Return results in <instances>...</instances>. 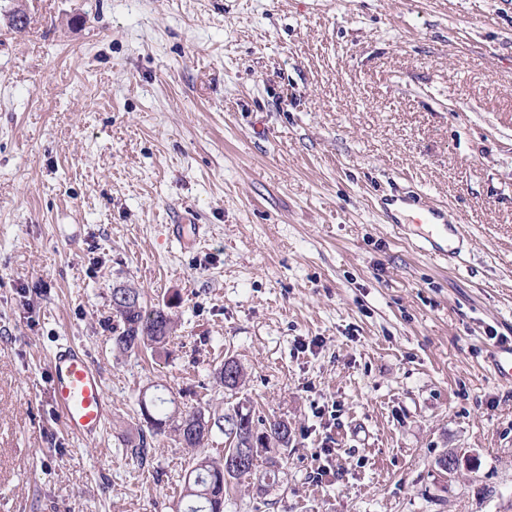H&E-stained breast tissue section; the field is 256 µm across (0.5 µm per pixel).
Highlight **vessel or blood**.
Wrapping results in <instances>:
<instances>
[{
  "label": "vessel or blood",
  "instance_id": "obj_1",
  "mask_svg": "<svg viewBox=\"0 0 512 512\" xmlns=\"http://www.w3.org/2000/svg\"><path fill=\"white\" fill-rule=\"evenodd\" d=\"M408 207L414 210L412 222L418 228L424 250L440 260L456 259L462 232L449 222L447 210L407 193L387 195L381 210L391 221L397 210ZM47 372V400L65 431L83 440L97 439L110 415L100 366L83 347L65 342L53 350Z\"/></svg>",
  "mask_w": 512,
  "mask_h": 512
}]
</instances>
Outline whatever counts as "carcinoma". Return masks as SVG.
Masks as SVG:
<instances>
[{
  "label": "carcinoma",
  "mask_w": 512,
  "mask_h": 512,
  "mask_svg": "<svg viewBox=\"0 0 512 512\" xmlns=\"http://www.w3.org/2000/svg\"><path fill=\"white\" fill-rule=\"evenodd\" d=\"M122 293L132 296L137 307L129 309L118 303L117 295ZM112 310L118 329L113 345L118 351L128 352L142 347L166 349L174 333L175 321L162 307H144L138 289H112ZM167 403L174 405L176 400H151L154 422L137 425V440L126 443V452L138 465L144 466L153 457L157 438L169 435L179 447L191 453V468L180 491V500L187 501V505L177 512H224V490L252 474L261 451L272 444L288 446V425L281 419L256 420L251 412L245 413L238 408L221 414L208 403L184 412L176 408L170 411L165 407ZM216 431L225 437L226 453L246 446L247 453L240 467L226 472L223 456L212 457L204 453L205 445Z\"/></svg>",
  "instance_id": "cac0c4a2"
}]
</instances>
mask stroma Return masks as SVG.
<instances>
[{
	"instance_id": "stroma-1",
	"label": "stroma",
	"mask_w": 512,
	"mask_h": 512,
	"mask_svg": "<svg viewBox=\"0 0 512 512\" xmlns=\"http://www.w3.org/2000/svg\"><path fill=\"white\" fill-rule=\"evenodd\" d=\"M396 186L448 205L459 261L383 223ZM119 286L166 351H114ZM504 336L512 0H0V512H175L187 453L122 452L156 385L287 420L224 512H512ZM66 340L104 374L94 441L47 400Z\"/></svg>"
}]
</instances>
